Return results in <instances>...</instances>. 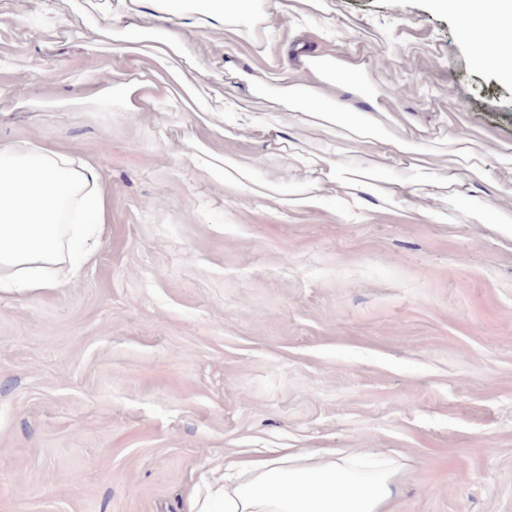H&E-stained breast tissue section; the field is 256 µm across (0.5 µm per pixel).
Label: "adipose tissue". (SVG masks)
Wrapping results in <instances>:
<instances>
[{"mask_svg":"<svg viewBox=\"0 0 512 512\" xmlns=\"http://www.w3.org/2000/svg\"><path fill=\"white\" fill-rule=\"evenodd\" d=\"M255 0H156L147 25L120 29L100 24L105 40L113 42V85L95 90L94 102L111 104L122 97L128 111L152 112L160 101L176 111L207 119L212 113L205 89L183 81L177 60L181 55L180 26L187 15L207 27L221 22L224 32L252 40ZM438 9L454 13L464 35L494 13L502 38L493 52L475 48L478 65H493L512 80V0H436ZM124 59L116 68L114 58ZM364 64L331 55L303 58L301 69H275L257 85L258 99L271 103L277 125L314 122L335 139L336 155L325 158L317 177L300 176L299 156L288 158V180H260L254 170L235 158H216L197 146L184 157L203 170L220 174L225 186L241 196L259 198L291 210L322 208L326 184L355 205L364 197L399 209L407 198L401 184L388 180L384 168L351 164L343 157L347 144L384 160L412 153V181L439 182L450 207L469 194L489 198L482 223L499 237L512 239V213L497 205L501 191L495 171L480 153L481 143L457 129L448 138V175L440 177L428 151H413L393 133L385 116L355 111L350 97L362 95L359 77ZM109 192L98 164L70 150H53L40 143L0 144V293L27 295L60 288L78 278L94 252L89 245L107 219ZM400 466L391 458L370 456L356 448L316 452L281 448L260 457L225 460L208 470L200 487L187 499V512H387Z\"/></svg>","mask_w":512,"mask_h":512,"instance_id":"ef3b65f1","label":"adipose tissue"}]
</instances>
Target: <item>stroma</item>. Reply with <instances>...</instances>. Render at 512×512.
Returning a JSON list of instances; mask_svg holds the SVG:
<instances>
[{"instance_id": "1", "label": "stroma", "mask_w": 512, "mask_h": 512, "mask_svg": "<svg viewBox=\"0 0 512 512\" xmlns=\"http://www.w3.org/2000/svg\"><path fill=\"white\" fill-rule=\"evenodd\" d=\"M83 0H0L34 29H0V142L94 157L110 222L80 279L0 294V512H186L225 456L359 448L400 458L388 512H512V243L441 224L421 195L394 213L337 199L291 211L243 200L179 161L188 142L288 178L274 132L188 112L87 101L111 76ZM66 18L80 39L42 36ZM186 81L253 101L225 63L262 75L303 40L364 62L362 112L402 83L394 134L447 148L450 125L512 143V82L473 61L433 0H325L303 30L265 16L257 54L221 27L182 28ZM65 70V81L46 70ZM159 208H150V201Z\"/></svg>"}]
</instances>
